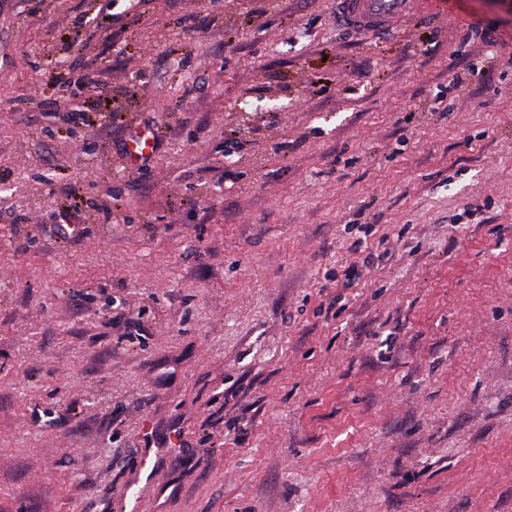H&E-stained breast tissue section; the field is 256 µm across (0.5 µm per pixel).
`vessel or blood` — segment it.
Here are the masks:
<instances>
[{
    "label": "vessel or blood",
    "mask_w": 512,
    "mask_h": 512,
    "mask_svg": "<svg viewBox=\"0 0 512 512\" xmlns=\"http://www.w3.org/2000/svg\"><path fill=\"white\" fill-rule=\"evenodd\" d=\"M420 5L421 0H337L336 21L359 33H382ZM153 144L152 132L144 128L135 130L126 143L125 156L129 165L144 161Z\"/></svg>",
    "instance_id": "obj_1"
}]
</instances>
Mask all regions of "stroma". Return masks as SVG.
I'll return each mask as SVG.
<instances>
[{
	"mask_svg": "<svg viewBox=\"0 0 512 512\" xmlns=\"http://www.w3.org/2000/svg\"><path fill=\"white\" fill-rule=\"evenodd\" d=\"M335 15L0 0V512H512V0ZM421 1L336 0V22L359 33H382L418 9ZM154 144L153 134L145 128H138L129 137L126 143L125 156L131 166L144 161L152 151Z\"/></svg>",
	"mask_w": 512,
	"mask_h": 512,
	"instance_id": "stroma-1",
	"label": "stroma"
}]
</instances>
